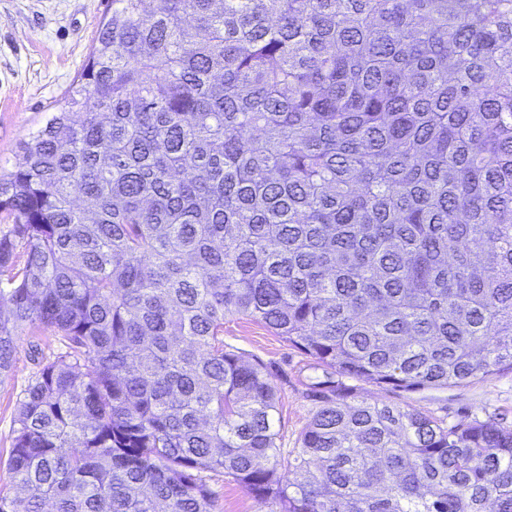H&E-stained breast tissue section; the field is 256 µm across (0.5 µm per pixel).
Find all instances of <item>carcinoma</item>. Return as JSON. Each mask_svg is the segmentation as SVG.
<instances>
[{"instance_id": "cac0c4a2", "label": "carcinoma", "mask_w": 512, "mask_h": 512, "mask_svg": "<svg viewBox=\"0 0 512 512\" xmlns=\"http://www.w3.org/2000/svg\"><path fill=\"white\" fill-rule=\"evenodd\" d=\"M0 512H512V427L359 400L512 370V0H112L0 174ZM256 322L311 358L283 456ZM31 336L24 332L19 341V350L8 378L0 384V489L4 494H18L12 473L8 468L11 451V431L17 401L22 391L35 375L38 367L30 356V344L39 343L46 358L60 351V345L49 333ZM211 489L216 493L221 510L219 512H268L270 507L263 506L240 485L230 478L204 472Z\"/></svg>"}]
</instances>
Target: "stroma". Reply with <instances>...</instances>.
<instances>
[{"label": "stroma", "mask_w": 512, "mask_h": 512, "mask_svg": "<svg viewBox=\"0 0 512 512\" xmlns=\"http://www.w3.org/2000/svg\"><path fill=\"white\" fill-rule=\"evenodd\" d=\"M112 14V0H0V172L13 170L21 142L43 126L64 104L96 44L98 30ZM39 343L45 357L60 346L49 333H23L12 371L0 383V491L17 494L8 468L17 402L37 371L30 356ZM224 344L244 360H259L273 371L280 401L281 450L295 448L309 423L313 404L307 396L318 371L310 358L266 328L246 319H229ZM358 399L409 406L450 424L475 419L512 423V372L504 371L467 384L404 392L354 381ZM220 512H261L262 506L229 478L207 474Z\"/></svg>", "instance_id": "35a3bbf8"}]
</instances>
